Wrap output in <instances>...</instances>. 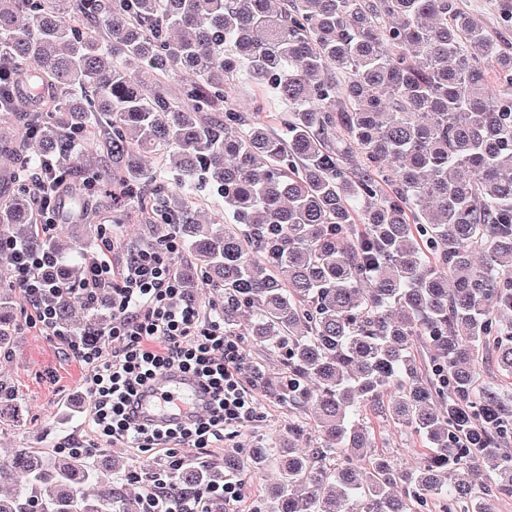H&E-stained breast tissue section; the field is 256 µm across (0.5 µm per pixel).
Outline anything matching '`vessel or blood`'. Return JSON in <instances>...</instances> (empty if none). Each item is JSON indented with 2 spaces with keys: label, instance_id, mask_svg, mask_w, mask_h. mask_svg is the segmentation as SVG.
Listing matches in <instances>:
<instances>
[{
  "label": "vessel or blood",
  "instance_id": "vessel-or-blood-1",
  "mask_svg": "<svg viewBox=\"0 0 512 512\" xmlns=\"http://www.w3.org/2000/svg\"><path fill=\"white\" fill-rule=\"evenodd\" d=\"M213 399L212 390L194 374L168 370L138 392L135 414L142 423L171 427L207 411Z\"/></svg>",
  "mask_w": 512,
  "mask_h": 512
}]
</instances>
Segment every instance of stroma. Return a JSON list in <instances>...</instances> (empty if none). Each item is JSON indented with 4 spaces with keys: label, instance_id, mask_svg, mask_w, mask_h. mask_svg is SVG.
I'll use <instances>...</instances> for the list:
<instances>
[{
    "label": "stroma",
    "instance_id": "obj_1",
    "mask_svg": "<svg viewBox=\"0 0 512 512\" xmlns=\"http://www.w3.org/2000/svg\"><path fill=\"white\" fill-rule=\"evenodd\" d=\"M106 225L113 233L115 251L124 254L147 247L154 227L125 217L123 223L112 221L111 209L92 210L87 224L73 227L58 225L60 240L86 237L96 245L90 232L94 225ZM16 327L7 349H0V384L19 391L14 406L0 409V449L4 448H89L93 436L87 426V399L82 382L87 374L83 362L75 359L55 337L46 335L27 321L24 304H17ZM262 419L241 430L237 436L214 448L183 449L189 464L223 468L227 458H235V472L244 483V497L233 506L234 512H254L268 496V487L276 479L274 471L254 475L249 466V451L273 437L287 433L289 422L296 421L307 433H314L310 413H291L286 405L262 396Z\"/></svg>",
    "mask_w": 512,
    "mask_h": 512
}]
</instances>
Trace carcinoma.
<instances>
[{
  "label": "carcinoma",
  "mask_w": 512,
  "mask_h": 512,
  "mask_svg": "<svg viewBox=\"0 0 512 512\" xmlns=\"http://www.w3.org/2000/svg\"><path fill=\"white\" fill-rule=\"evenodd\" d=\"M0 99L22 139L0 237L68 250L38 231L29 172L42 155L83 223L109 200L177 235L182 299L219 296L224 332L280 358L259 389L313 416L299 450L250 452L274 467L267 512H494L512 497V389L479 380L489 345L512 374V44L457 0H0ZM243 81L288 107L273 129L242 112ZM160 158L154 180L143 157ZM217 200L198 222L195 190ZM17 287L0 290V349ZM55 301L81 335L105 299ZM428 349L423 362L416 345ZM373 414L419 437L415 465L377 448ZM100 452L13 448L0 512H138ZM219 476L175 473L178 497Z\"/></svg>",
  "instance_id": "obj_1"
}]
</instances>
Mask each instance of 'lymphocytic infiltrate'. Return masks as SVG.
Here are the masks:
<instances>
[{"mask_svg":"<svg viewBox=\"0 0 512 512\" xmlns=\"http://www.w3.org/2000/svg\"><path fill=\"white\" fill-rule=\"evenodd\" d=\"M177 240L165 248L130 251L114 262L113 238L102 234L97 247L84 252L82 277L70 287L58 283L62 258L52 251H34L24 244L0 239V259L7 262L28 322L66 343L85 363V389L90 399L88 424L97 441L132 448L172 445L209 448L261 418V403L251 367L239 337L224 333V320L199 304L182 300V290L170 257ZM95 300L112 291V321L89 341L73 339L56 318L53 300L59 291ZM181 369L204 379L214 392V405L178 429L155 430L133 422L126 402L144 383L164 371ZM181 460L147 473L140 512H212L214 503L240 501L243 484L237 475L174 498L165 488Z\"/></svg>","mask_w":512,"mask_h":512,"instance_id":"1","label":"lymphocytic infiltrate"}]
</instances>
